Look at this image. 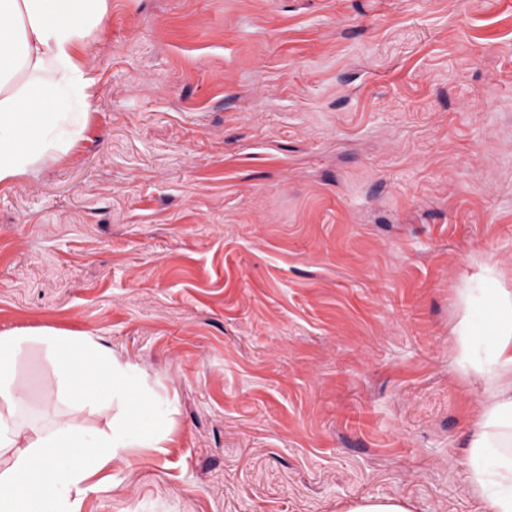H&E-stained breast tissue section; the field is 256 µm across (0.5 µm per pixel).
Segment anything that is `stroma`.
I'll list each match as a JSON object with an SVG mask.
<instances>
[{"instance_id": "obj_1", "label": "stroma", "mask_w": 512, "mask_h": 512, "mask_svg": "<svg viewBox=\"0 0 512 512\" xmlns=\"http://www.w3.org/2000/svg\"><path fill=\"white\" fill-rule=\"evenodd\" d=\"M90 40L75 143L0 182V333L98 337L176 442L83 512H484L456 328L512 288V0H110ZM16 376L66 412L41 344ZM338 512H413L411 506L402 499L363 498L348 503Z\"/></svg>"}]
</instances>
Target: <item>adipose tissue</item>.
<instances>
[{"mask_svg": "<svg viewBox=\"0 0 512 512\" xmlns=\"http://www.w3.org/2000/svg\"><path fill=\"white\" fill-rule=\"evenodd\" d=\"M107 10L108 0H0V181L69 147L72 137L63 130L69 115L47 111L46 100L87 103L91 81L75 51L88 45ZM482 270L491 285L492 325L484 330L464 316L457 328V367L477 378L483 397L463 464L486 512H512V289L495 266ZM30 342L44 344L43 362L70 411L29 436L18 420L26 397L15 364ZM134 371L132 362L83 333H0V450L12 452L0 470V512H82L98 489L94 476L108 467L120 471L127 449L170 447V423L135 419L145 393ZM104 402L115 409L109 430L83 427V410Z\"/></svg>", "mask_w": 512, "mask_h": 512, "instance_id": "ef3b65f1", "label": "adipose tissue"}]
</instances>
